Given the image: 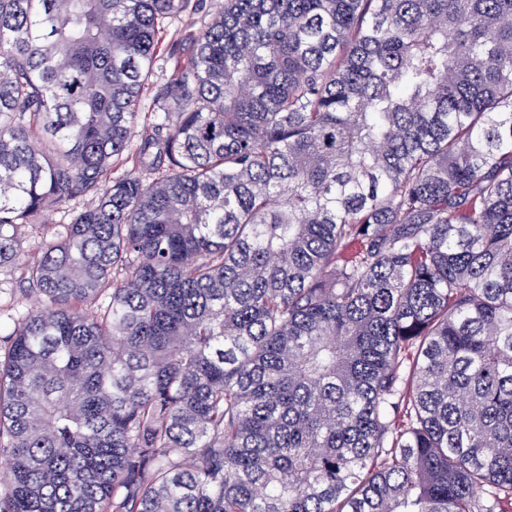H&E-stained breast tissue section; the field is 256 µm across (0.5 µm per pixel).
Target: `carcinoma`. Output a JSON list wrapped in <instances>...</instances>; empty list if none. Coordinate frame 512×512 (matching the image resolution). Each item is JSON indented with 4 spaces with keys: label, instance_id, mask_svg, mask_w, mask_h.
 I'll use <instances>...</instances> for the list:
<instances>
[{
    "label": "carcinoma",
    "instance_id": "obj_1",
    "mask_svg": "<svg viewBox=\"0 0 512 512\" xmlns=\"http://www.w3.org/2000/svg\"><path fill=\"white\" fill-rule=\"evenodd\" d=\"M190 4L0 0V512H512V0H223L134 146ZM217 0H200V6L196 10H188L177 19L173 20L166 28L162 36L164 58L158 61L153 74L149 77L148 86L143 100L146 109L142 110L140 124L136 135L141 134L143 128L151 123L150 111L147 113V106L151 103L156 88L171 75L170 55L175 56L182 49V33L185 30L200 31L206 27L214 18L216 13ZM59 220V213L49 212L40 218V224H49L48 227L26 225L20 228L19 238L22 259L24 258L26 261L37 259L42 244L53 235V230L48 228L52 227V224H59ZM21 266L0 269V281L4 283L0 292V347L4 348L9 339L8 334L14 329L17 319L40 305L39 298L22 291L27 288L23 283Z\"/></svg>",
    "mask_w": 512,
    "mask_h": 512
}]
</instances>
